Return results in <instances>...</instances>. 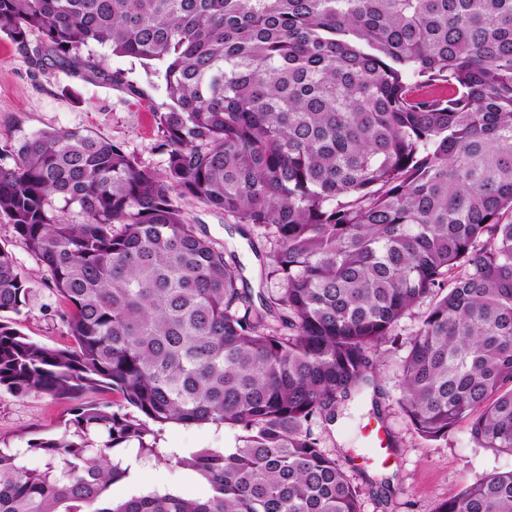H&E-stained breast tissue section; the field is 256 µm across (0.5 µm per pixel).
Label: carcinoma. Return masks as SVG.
<instances>
[{
    "label": "carcinoma",
    "instance_id": "obj_1",
    "mask_svg": "<svg viewBox=\"0 0 512 512\" xmlns=\"http://www.w3.org/2000/svg\"><path fill=\"white\" fill-rule=\"evenodd\" d=\"M0 36L34 75L141 96L81 51L159 61L170 100L160 171L91 130L44 131L0 165V219L72 342L7 317L29 277L0 246V390L70 402L62 436L0 449V512H361L313 427L377 388L370 354L427 299L401 411L429 441L464 424L512 455V0H0ZM189 200L261 231L276 292L247 301ZM94 389L118 400L78 401ZM168 424L228 427L234 446L163 448ZM130 449L208 492L138 487ZM435 512H512V470Z\"/></svg>",
    "mask_w": 512,
    "mask_h": 512
}]
</instances>
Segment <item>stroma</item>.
I'll return each mask as SVG.
<instances>
[{"mask_svg":"<svg viewBox=\"0 0 512 512\" xmlns=\"http://www.w3.org/2000/svg\"><path fill=\"white\" fill-rule=\"evenodd\" d=\"M112 69L124 72L130 83L144 89L137 97L125 88L102 81L49 69L31 79L27 64L6 38H0V164L13 165V149L23 140L53 129H89L119 144L144 167L162 169L165 157L157 148L156 112L167 102L160 73L162 63L144 67L137 60L109 56ZM200 233L235 255L242 268L243 286L251 294L268 293L274 283L262 280L261 266L269 245L257 233L241 234L222 213L198 202L184 206ZM0 244L12 252L16 264L31 276L29 295L16 315L18 329L50 346L68 344L62 319L65 302L53 290L38 260L14 237L11 225L0 219ZM417 315L402 318L396 328L399 345L387 346L376 360L378 396L363 394L338 410L336 420L317 424L315 434L324 451L348 459L354 484L365 490L363 512H433L443 500L497 471L512 470V455L477 447L466 427H459L446 440L423 439L397 406L401 365ZM67 401L48 395L16 397L0 391V448L25 449L29 440L56 438L66 429ZM379 411L395 442L386 465L362 463L363 427L372 411ZM234 432L212 425H168L164 445L168 448H229ZM138 483L150 487L163 482L190 495H200L205 485L188 480L176 466L146 462L138 467Z\"/></svg>","mask_w":512,"mask_h":512,"instance_id":"35a3bbf8","label":"stroma"}]
</instances>
